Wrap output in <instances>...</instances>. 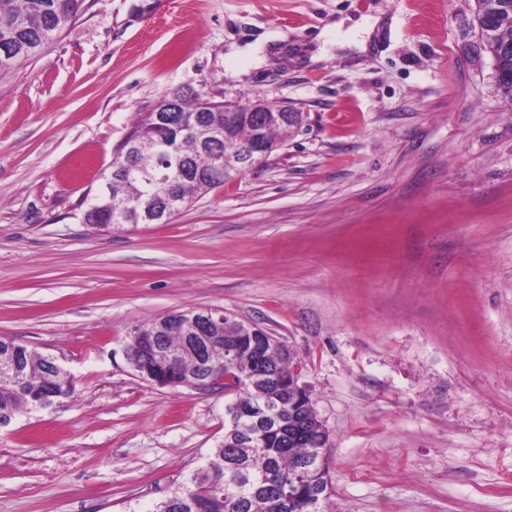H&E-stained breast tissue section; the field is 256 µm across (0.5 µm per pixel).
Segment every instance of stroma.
I'll return each mask as SVG.
<instances>
[{
  "label": "stroma",
  "mask_w": 512,
  "mask_h": 512,
  "mask_svg": "<svg viewBox=\"0 0 512 512\" xmlns=\"http://www.w3.org/2000/svg\"><path fill=\"white\" fill-rule=\"evenodd\" d=\"M476 0H82L0 79V338L76 392L0 431V512H143L224 437L130 330L217 309L299 360L330 512H512V100ZM180 89L301 112L167 223L82 212ZM137 333L138 331L136 330L130 332L129 340L124 347V354L128 364L137 366L135 372H138L141 376L148 377V366L141 357L140 349L144 343L150 340L151 336H139Z\"/></svg>",
  "instance_id": "1"
}]
</instances>
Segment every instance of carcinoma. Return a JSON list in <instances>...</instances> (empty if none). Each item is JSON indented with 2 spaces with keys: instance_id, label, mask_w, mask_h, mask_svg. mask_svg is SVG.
I'll list each match as a JSON object with an SVG mask.
<instances>
[{
  "instance_id": "cac0c4a2",
  "label": "carcinoma",
  "mask_w": 512,
  "mask_h": 512,
  "mask_svg": "<svg viewBox=\"0 0 512 512\" xmlns=\"http://www.w3.org/2000/svg\"><path fill=\"white\" fill-rule=\"evenodd\" d=\"M477 3L480 29L492 45L496 36L491 34L484 7L501 4L511 18L512 0ZM80 6L81 0H0V59L32 58L69 25ZM488 52L500 74L498 84L503 94L512 99V54L506 57L491 48ZM248 108L247 104L229 107L183 98L167 121H140L129 135L139 142L134 169L111 167L104 185L84 211L83 223L104 229L114 224H144V201L159 208L161 221L167 222L192 195L224 183V140L239 153L257 136L274 148L280 146V138L291 125L268 112V121L259 126L258 113ZM167 320L162 316L139 326L143 336L130 332L124 347L127 363L137 366L140 375H147L141 346L152 334L162 336L159 359L172 360V368L185 384L223 387L224 393L233 395L237 413L234 428L224 427V439L206 464L150 512H299L301 502L282 500L277 487L294 478L299 462L320 453L317 448L302 446L301 436L319 437L325 445L328 434L317 421L297 420L296 408L259 375L260 370L273 366L286 377L296 364L295 358L284 356L278 347L253 348L236 320L229 318L208 328L209 335L220 340L203 360L190 346L194 332L185 327L167 329ZM2 354L11 359L14 373L0 374V423L9 425L24 412L44 409L47 402L40 398L45 394L66 398L74 394L73 381L56 359L0 338ZM265 413L279 415L285 423L284 434L256 438L254 421ZM327 482L328 470L313 467L304 474L299 496L306 499Z\"/></svg>"
}]
</instances>
